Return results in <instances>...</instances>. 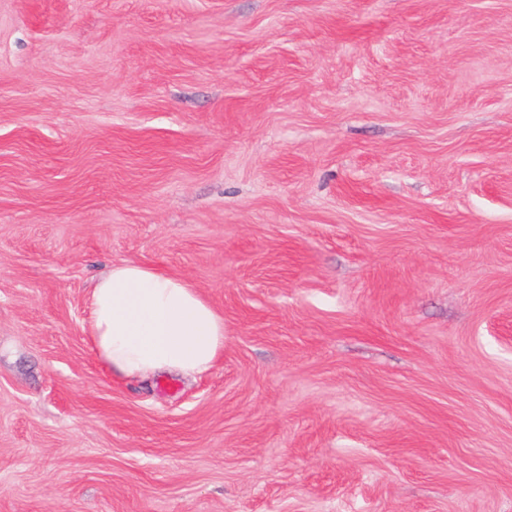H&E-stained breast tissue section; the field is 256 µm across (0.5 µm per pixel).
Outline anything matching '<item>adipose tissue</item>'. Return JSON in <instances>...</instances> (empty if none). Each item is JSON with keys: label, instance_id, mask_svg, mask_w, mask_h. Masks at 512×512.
I'll use <instances>...</instances> for the list:
<instances>
[{"label": "adipose tissue", "instance_id": "ef3b65f1", "mask_svg": "<svg viewBox=\"0 0 512 512\" xmlns=\"http://www.w3.org/2000/svg\"><path fill=\"white\" fill-rule=\"evenodd\" d=\"M83 331L112 376L146 381L192 376L224 350V318L187 278L140 263H120L90 290Z\"/></svg>", "mask_w": 512, "mask_h": 512}]
</instances>
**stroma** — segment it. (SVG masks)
<instances>
[{"label":"stroma","instance_id":"obj_1","mask_svg":"<svg viewBox=\"0 0 512 512\" xmlns=\"http://www.w3.org/2000/svg\"><path fill=\"white\" fill-rule=\"evenodd\" d=\"M125 261L211 369L98 364ZM0 512H512V0H0ZM83 331L112 376H192L224 351V317L187 278L140 263L113 264L90 290Z\"/></svg>","mask_w":512,"mask_h":512}]
</instances>
